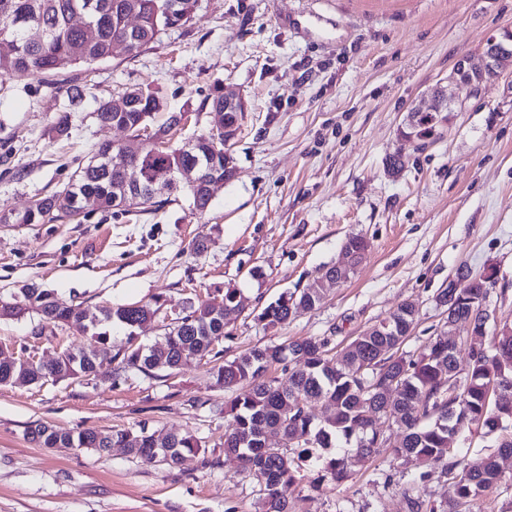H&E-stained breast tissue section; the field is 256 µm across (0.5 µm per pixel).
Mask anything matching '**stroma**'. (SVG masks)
<instances>
[{"label":"stroma","instance_id":"obj_1","mask_svg":"<svg viewBox=\"0 0 512 512\" xmlns=\"http://www.w3.org/2000/svg\"><path fill=\"white\" fill-rule=\"evenodd\" d=\"M507 29L512 0H196L185 23L137 55L73 66L56 84L0 73L5 211L59 190L100 145L126 140L95 111L127 87L152 85L168 111L189 113L174 147L213 126L215 82L247 105L233 144L236 175L204 215L175 192L144 212L90 207L70 220L0 224V301L24 305L32 286L92 310L156 297L162 312L139 330L151 345L189 304L224 289L259 308L305 285L359 235L369 249L350 280L275 328L241 315L225 329V359L310 336L340 348L408 298L420 316L402 350L419 354L445 327L434 297L461 266L495 269L489 302L512 320V69L476 91L450 78L458 59ZM62 83L84 96L69 137L54 140ZM437 86L461 111L449 113L439 137L402 138L409 110ZM394 152L403 165L392 171ZM37 323L32 312L0 318V347L38 361L74 349L102 364L76 380L0 385V512H259L256 480L224 453L225 393L209 364L161 379L121 374L108 350L65 327L33 335ZM37 422L74 432L189 431L204 453L171 467L119 446L45 448L26 435ZM379 427L387 448L350 459L344 482L322 478L313 463L284 487L290 512H411L413 497L446 504L439 471L412 484L411 468L391 453L401 430Z\"/></svg>","mask_w":512,"mask_h":512}]
</instances>
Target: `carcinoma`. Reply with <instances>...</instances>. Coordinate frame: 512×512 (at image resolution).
<instances>
[{"instance_id": "obj_1", "label": "carcinoma", "mask_w": 512, "mask_h": 512, "mask_svg": "<svg viewBox=\"0 0 512 512\" xmlns=\"http://www.w3.org/2000/svg\"><path fill=\"white\" fill-rule=\"evenodd\" d=\"M196 0H0V34L13 40L11 51L0 53V71L20 77L53 78L79 63L112 58L113 43L128 42V54L136 55L154 42L161 31L177 26L190 17ZM84 16L94 31L89 36L73 24L75 15ZM134 15L136 27L127 28ZM131 106L114 112L104 101L96 110L99 122L133 134L146 129L156 113L166 109L164 99L150 87L125 90ZM210 112L216 126L234 125L237 113L224 112V98L213 94ZM213 132L193 139V155L211 164V179L224 181L226 158L212 149ZM112 144H102L70 182L60 191L35 199L22 212H0V224H42L82 212L90 206L110 209L120 205L147 208L153 204L146 188L116 197L113 191L121 178L120 170L107 168ZM187 161L182 148H145L130 158L149 179L163 175ZM191 200L192 209L203 214L214 194L208 183L179 187ZM494 283L471 288L469 297L448 304V289H441L435 302L446 305L449 315L479 318ZM318 280L303 288L282 292L275 300L254 313V320L266 328L288 321L296 307L314 308L325 296ZM27 300L39 322L32 334L40 336L47 326L71 329L102 345L110 341V327L118 322L130 328L126 349L113 356L119 369L136 371L154 378L171 375L192 361H217L223 350L216 348L224 338V328L245 312L243 297L235 288L224 290L221 309L214 300L190 305L178 331L168 332L165 342L146 346L138 341L135 328L155 316L160 299L145 304L93 311L73 305L51 292L32 287ZM420 305L402 302L387 317L368 326L335 354L329 341L308 337L288 344H263L248 353L214 367L219 386L233 392L247 386L248 392L224 403V453L235 457L252 472L259 486L262 512H289L283 487L292 484L301 464L311 459L321 462L324 475L341 483L348 478L345 454L349 447L363 459L380 452L377 417H383L403 430L404 437L392 448L393 455L414 468L412 483L425 481L426 468L441 467L452 495L449 505L468 502L479 493L500 485L512 486V475L503 473L494 457L473 465L460 466L450 448L451 436H459L479 425L492 430L512 424V322L487 324L467 337L469 360L459 367L456 344L446 336L431 339L417 356L399 352L411 335L419 317ZM281 367L283 376H272L269 369ZM96 372V360L66 350L30 370L31 380L79 379ZM397 380L398 395L389 399L383 386ZM319 405V417L311 407ZM280 432L283 444L297 443V456L280 448L262 445L268 431ZM36 433L43 445L54 448L87 449L104 453L120 443L144 463L179 464L186 455L201 450L199 439L190 432H168L163 438L141 427L99 432L85 429L65 431L38 424L27 429Z\"/></svg>"}]
</instances>
